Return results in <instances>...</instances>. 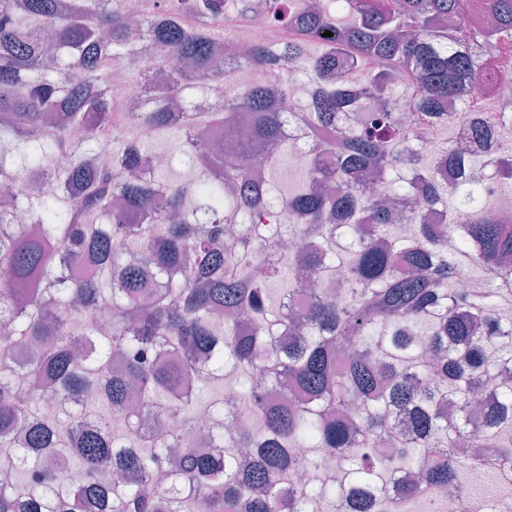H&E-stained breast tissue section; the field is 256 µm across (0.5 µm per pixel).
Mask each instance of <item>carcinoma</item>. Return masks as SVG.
<instances>
[{
  "label": "carcinoma",
  "instance_id": "carcinoma-1",
  "mask_svg": "<svg viewBox=\"0 0 512 512\" xmlns=\"http://www.w3.org/2000/svg\"><path fill=\"white\" fill-rule=\"evenodd\" d=\"M154 2L145 27L159 51L143 54L142 32L128 28L119 0H71L65 14L56 0H0V174L16 187L0 198V322L39 348L23 363L0 346V443L22 432L16 452L0 458V512H310L316 496L335 512H400L448 487L466 492L465 512H497L496 501L466 490L464 476L512 485L503 479L512 476V323L495 312L512 300V224L488 218L479 183L446 186L438 171L482 167L511 190L512 156L475 147L491 127L479 112L459 116L470 130L466 150H402L407 130L390 105L388 73L414 64L416 122L445 125L444 105L481 77L466 49V0H348L345 22L309 10L305 24L334 37L253 48L244 65L268 69L269 82L226 94L215 107L226 123L234 113L225 108L244 109L249 135L275 142L274 103L288 94L284 67L305 60L321 75L325 89L295 120L336 135L316 140L311 173L281 195L263 242L289 231L291 218L303 225L301 262L341 280L339 299L308 291L285 260L250 264L256 242L237 210L261 204L276 166L263 179L249 178L248 162L197 184L169 181L167 206L137 223L151 188L133 169L153 149L150 137L174 127L186 156L205 159L212 150L200 140L202 113L175 115L170 101L198 81L221 79L218 50L200 35L217 21L221 0ZM265 8L286 24L299 5L267 0ZM485 8L494 24L483 39L493 45L512 34V0H485ZM365 52L386 68L355 81ZM171 57L193 58L199 70L152 85L150 74ZM114 68L140 85L151 111H118L105 92ZM367 98L378 110L355 111ZM74 125L90 137L72 138ZM107 155L132 169L123 181L99 168ZM356 168L404 171L415 208L445 206L447 228L415 213L413 234H391L393 211L351 183ZM36 171L52 184L30 196ZM319 180L336 182V195L317 189ZM17 198L37 224L33 234L8 221ZM115 229L128 236L129 252L113 249ZM445 234L456 242L451 253ZM474 267L495 280L481 292H456ZM276 282L288 288L274 308ZM306 292L300 331L290 335L285 300ZM226 308L248 311L253 330L224 323ZM256 369L287 387L288 401L274 404L252 386ZM228 375L242 378L245 413L262 431L224 438L221 397L205 405L216 418L207 450L173 467L172 451L197 416V393ZM94 389L109 413L87 407ZM482 391L493 400L474 419L472 399ZM47 397L59 415H41ZM462 441L479 452L458 459ZM301 446L335 454L342 480L288 485L298 468L289 449ZM56 466L77 468L81 482L67 484Z\"/></svg>",
  "mask_w": 512,
  "mask_h": 512
}]
</instances>
